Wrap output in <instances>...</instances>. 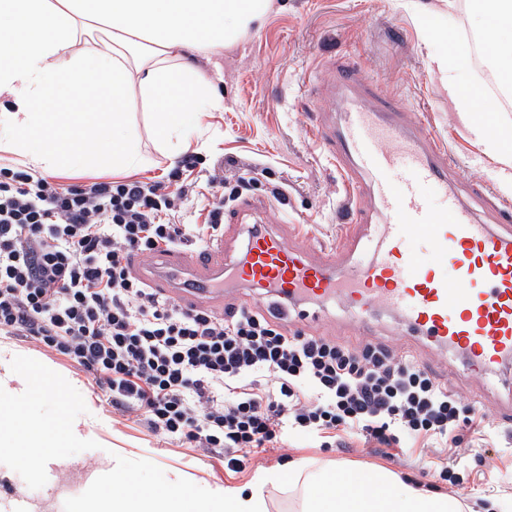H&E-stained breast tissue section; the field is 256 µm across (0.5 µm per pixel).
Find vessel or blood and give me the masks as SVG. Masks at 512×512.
I'll use <instances>...</instances> for the list:
<instances>
[{
    "mask_svg": "<svg viewBox=\"0 0 512 512\" xmlns=\"http://www.w3.org/2000/svg\"><path fill=\"white\" fill-rule=\"evenodd\" d=\"M328 94L349 93L342 128L322 124L317 137L344 169L353 191L372 206L361 219L380 222L373 258L353 261L357 229L348 226L336 250L309 252L276 233L251 238L239 278L279 296L339 301L356 316L385 309L408 335L450 346L470 373L489 374L512 358V226L492 228L463 206L448 186V152L404 106L375 98L351 63H328ZM442 199L432 207L431 194ZM223 240L197 250H172L156 260L151 287L184 292V305L224 286Z\"/></svg>",
    "mask_w": 512,
    "mask_h": 512,
    "instance_id": "b4317fda",
    "label": "vessel or blood"
}]
</instances>
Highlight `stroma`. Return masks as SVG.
<instances>
[{"mask_svg":"<svg viewBox=\"0 0 512 512\" xmlns=\"http://www.w3.org/2000/svg\"><path fill=\"white\" fill-rule=\"evenodd\" d=\"M439 0H274V7L260 28L250 29L235 46L196 56L194 64L213 79L224 97V108L207 113L205 132L190 153L200 163L185 170L180 182L186 186L169 219L176 224H201L212 173L224 176V253L233 260L242 250L245 225L234 220L240 203L235 198L239 178H255L248 198L267 205L264 214L271 230L293 241V225L311 224L325 246H332L341 232L342 208L349 188L342 169L327 152L316 148L311 131L333 109H344V96L329 100L320 83L308 82L310 71L332 60L352 61L360 68L365 84L374 92L405 105L413 120L430 126L448 145L457 186L462 199L487 224H497L496 210L481 198L470 195L480 185L499 192L503 175L512 176L490 141L477 138L471 126L493 121L512 130V112H502L494 92L479 84L477 104L481 112L455 110L430 65L440 51L463 56L468 51L472 28L471 11L459 6L446 27L447 37L426 41L415 10H435ZM128 111L141 139L145 166L133 179L154 183L167 180L186 154L167 155L155 149L144 127L137 98H130ZM290 329L322 334L348 345L362 343L352 331L348 312L341 305L320 311L311 303L289 304L284 316ZM371 340L384 342L413 355L459 394L464 404L475 406L481 418L475 431L461 432L460 453L439 452L422 444L395 449L393 457L373 454L358 437H350L346 450L323 449L319 439L295 430L288 445L255 458L243 472L225 470L221 458L199 448L160 442L134 420L112 413L103 405L86 374L65 357L37 351L21 336L0 335L23 352L38 353L46 367L68 380L57 400L44 404L39 399L12 402L20 415H38L46 432H54L55 410L93 419L101 417V447L82 445L68 449V467L58 468L50 480L35 486L20 475H0V500L26 501L34 512H66L64 496L88 492L91 476L103 467V452L116 449L138 461L135 481L161 490L170 471L182 472L199 491L218 484L248 486L264 468H287L297 459L312 458L342 465L348 470L382 466L414 486L446 493L459 499L467 512H478L489 494L508 496L506 512H512V421L501 418V405L512 401V368H501L483 378L469 377L461 357L449 350L428 347L414 336L399 334L397 320L378 315ZM452 465L455 482L440 480L442 466Z\"/></svg>","mask_w":512,"mask_h":512,"instance_id":"35a3bbf8","label":"stroma"}]
</instances>
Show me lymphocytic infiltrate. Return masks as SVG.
I'll return each mask as SVG.
<instances>
[{
    "mask_svg": "<svg viewBox=\"0 0 512 512\" xmlns=\"http://www.w3.org/2000/svg\"><path fill=\"white\" fill-rule=\"evenodd\" d=\"M207 221L171 224L179 195L162 183L57 187L0 166V333L77 364L101 402L160 441L205 448L238 473L302 429L338 448L357 435L380 453L447 447L475 424L414 357L289 332L258 306L184 308L132 275V257L196 247L224 231V178Z\"/></svg>",
    "mask_w": 512,
    "mask_h": 512,
    "instance_id": "f902f5d3",
    "label": "lymphocytic infiltrate"
}]
</instances>
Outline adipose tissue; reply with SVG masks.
I'll return each instance as SVG.
<instances>
[{"instance_id":"ef3b65f1","label":"adipose tissue","mask_w":512,"mask_h":512,"mask_svg":"<svg viewBox=\"0 0 512 512\" xmlns=\"http://www.w3.org/2000/svg\"><path fill=\"white\" fill-rule=\"evenodd\" d=\"M271 0H0V130L14 151L36 170L78 164L138 170L145 158L128 125V100L137 95L146 127L159 151L188 149L201 130L203 113L221 108L216 87L190 62L235 44L261 24ZM484 42L503 87H512V0H480ZM459 111H473L476 94L463 65L433 55ZM27 355L0 347V468L19 469L26 483H39L49 466L64 465L67 447L92 445L88 423L60 413L57 430L38 420H19L6 402L52 399L56 377L34 379ZM135 464L114 453L98 475L99 488L72 498L68 512H270L266 487H301L302 512H460L451 497L424 492L383 469L347 473L315 460L288 471L261 472L249 491L211 486L195 493L172 472L167 490L109 484L125 480ZM345 491H337L338 480Z\"/></svg>"}]
</instances>
